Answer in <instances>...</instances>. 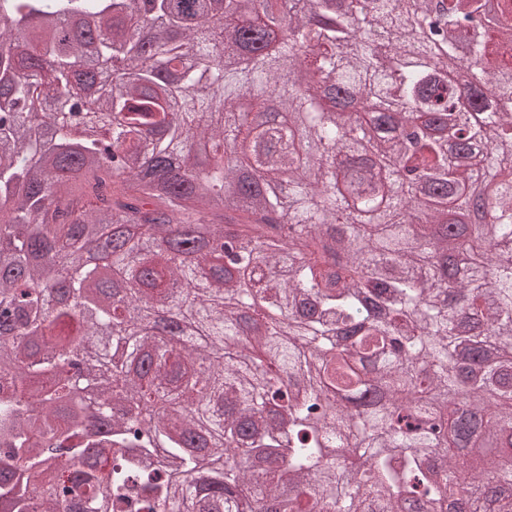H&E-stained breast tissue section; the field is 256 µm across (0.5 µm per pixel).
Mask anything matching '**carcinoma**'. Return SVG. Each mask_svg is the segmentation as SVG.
I'll return each mask as SVG.
<instances>
[{"mask_svg": "<svg viewBox=\"0 0 512 512\" xmlns=\"http://www.w3.org/2000/svg\"><path fill=\"white\" fill-rule=\"evenodd\" d=\"M0 331V512H512V0H0Z\"/></svg>", "mask_w": 512, "mask_h": 512, "instance_id": "1", "label": "carcinoma"}]
</instances>
